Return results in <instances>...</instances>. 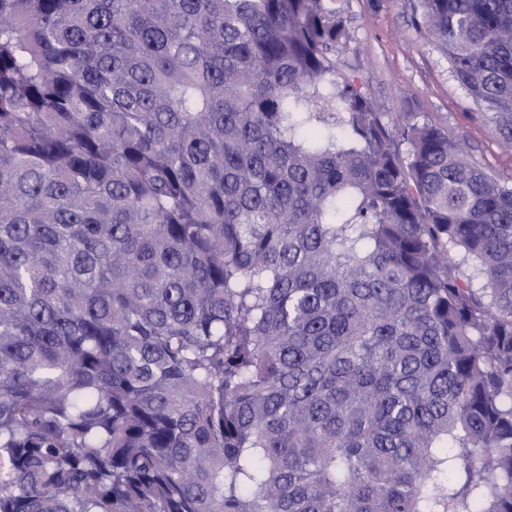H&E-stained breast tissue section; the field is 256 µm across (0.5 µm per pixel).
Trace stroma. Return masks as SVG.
Returning <instances> with one entry per match:
<instances>
[{
    "mask_svg": "<svg viewBox=\"0 0 512 512\" xmlns=\"http://www.w3.org/2000/svg\"><path fill=\"white\" fill-rule=\"evenodd\" d=\"M350 38L336 51L342 71L361 81L382 111L421 112L445 127L500 182L512 184V147L475 105L447 61L425 44L407 0H342Z\"/></svg>",
    "mask_w": 512,
    "mask_h": 512,
    "instance_id": "1",
    "label": "stroma"
}]
</instances>
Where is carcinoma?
I'll return each instance as SVG.
<instances>
[{"label": "carcinoma", "instance_id": "1", "mask_svg": "<svg viewBox=\"0 0 512 512\" xmlns=\"http://www.w3.org/2000/svg\"><path fill=\"white\" fill-rule=\"evenodd\" d=\"M408 3L512 145V0ZM347 38L0 0V512H512V185Z\"/></svg>", "mask_w": 512, "mask_h": 512}]
</instances>
